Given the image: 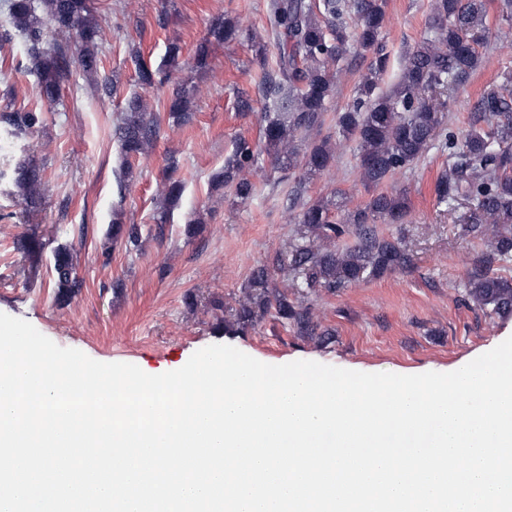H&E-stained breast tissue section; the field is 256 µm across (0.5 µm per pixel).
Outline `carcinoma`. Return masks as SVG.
Returning <instances> with one entry per match:
<instances>
[{
    "label": "carcinoma",
    "mask_w": 512,
    "mask_h": 512,
    "mask_svg": "<svg viewBox=\"0 0 512 512\" xmlns=\"http://www.w3.org/2000/svg\"><path fill=\"white\" fill-rule=\"evenodd\" d=\"M385 7V0H271L270 40L277 58L273 67L263 68L257 87L260 99L270 108L264 115L263 148L255 150L247 140H239L212 182L233 189L243 201L252 198L255 185L238 173L258 167L263 152L283 168L301 167L309 174L326 170L333 159L330 137L309 143L301 152L292 143L297 133L324 124L334 86L329 65L350 56L362 59L368 74L352 102L336 114V129L355 139L363 181L377 186L386 177L406 171L431 147L448 149V170L435 186L437 203L448 211L464 209L463 221L470 232L486 238L491 247L464 288L479 306L496 315L512 314V281L492 270L494 263L512 258V89L484 94L461 136L444 128L443 103L436 98L481 63L478 45L487 31L484 0H437L436 37L406 53L398 82L387 90L380 88L389 65L383 34ZM7 10L13 27L26 39L42 100L56 102L74 66L90 77L97 75L101 26L93 0H9ZM53 29L75 35L76 53L44 47ZM240 32L229 19L213 22L196 49L194 66L206 68L209 45L232 42ZM129 57L140 88L164 83L162 68L148 65L140 47L130 46ZM191 103L189 90L174 88L168 103L170 118L178 124L189 123ZM41 122L42 113L35 110L0 113V123L11 127L16 136L28 134ZM159 131L158 118L145 111L141 96L129 97L115 126L122 154L120 189L132 177L130 159L147 154ZM5 177L14 188L13 195L25 204L23 213L42 204L41 165L24 159L0 170V180ZM408 213L407 196L383 191L338 221L330 215L327 200L304 205L297 214L304 228L301 241L253 269L247 299L224 318V333L244 334L269 314L298 336L331 342L334 332L318 330L310 307L298 296L319 290L334 294L408 266L410 256L402 240L387 239L376 229L378 220L404 224ZM347 236L353 241L344 242ZM141 237L138 224H112L115 244L136 249ZM18 245L33 261L42 257L44 243L36 232L21 236ZM53 267L56 302L64 307L83 287L74 250L57 247ZM284 269L296 277L291 292L275 283V274Z\"/></svg>",
    "instance_id": "cac0c4a2"
}]
</instances>
